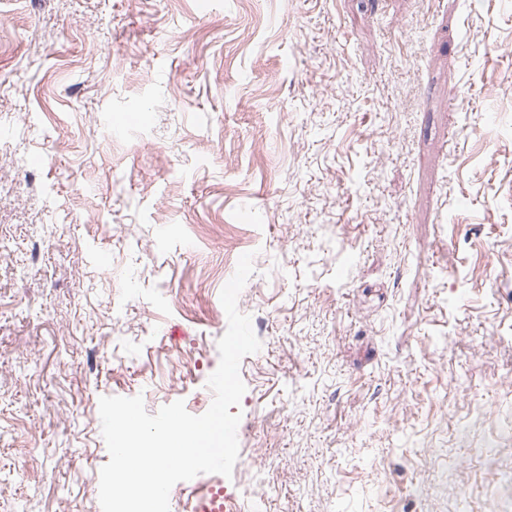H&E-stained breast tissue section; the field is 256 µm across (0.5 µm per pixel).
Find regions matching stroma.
Here are the masks:
<instances>
[{
	"label": "stroma",
	"mask_w": 512,
	"mask_h": 512,
	"mask_svg": "<svg viewBox=\"0 0 512 512\" xmlns=\"http://www.w3.org/2000/svg\"><path fill=\"white\" fill-rule=\"evenodd\" d=\"M170 512H512V0H0V512H101L99 399L201 415Z\"/></svg>",
	"instance_id": "stroma-1"
}]
</instances>
